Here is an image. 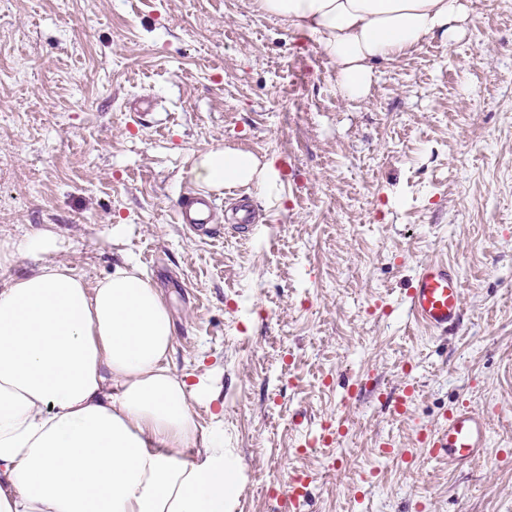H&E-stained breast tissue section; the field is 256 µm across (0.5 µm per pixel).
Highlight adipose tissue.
<instances>
[{
	"label": "adipose tissue",
	"instance_id": "ef3b65f1",
	"mask_svg": "<svg viewBox=\"0 0 512 512\" xmlns=\"http://www.w3.org/2000/svg\"><path fill=\"white\" fill-rule=\"evenodd\" d=\"M258 4L313 36L350 101L368 95L376 61L452 41L469 17L467 0ZM191 173L206 190L279 197L273 164L246 151L211 147ZM59 249L47 232L0 241V268L38 261L0 288V512H235L242 468L224 415L205 430L194 420L218 398L214 371L190 381L170 368L172 319L138 264L91 288L54 260Z\"/></svg>",
	"mask_w": 512,
	"mask_h": 512
}]
</instances>
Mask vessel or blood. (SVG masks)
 Masks as SVG:
<instances>
[{"mask_svg":"<svg viewBox=\"0 0 512 512\" xmlns=\"http://www.w3.org/2000/svg\"><path fill=\"white\" fill-rule=\"evenodd\" d=\"M217 209L214 197L203 193L184 196L176 208L178 223L191 231L212 236L216 229L210 216ZM404 304L414 323L431 334L445 335L457 330L463 322V283L458 270L448 262L430 259L418 265L406 292ZM415 390L403 385L396 390L378 391L397 415H404ZM419 447L432 459H443L455 467L471 466L485 458L489 448L490 425L487 416L474 407L462 405L445 412L430 429L420 430ZM311 481L300 472L288 480V512H302L306 489Z\"/></svg>","mask_w":512,"mask_h":512,"instance_id":"obj_1","label":"vessel or blood"}]
</instances>
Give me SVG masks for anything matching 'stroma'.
<instances>
[{
    "label": "stroma",
    "mask_w": 512,
    "mask_h": 512,
    "mask_svg": "<svg viewBox=\"0 0 512 512\" xmlns=\"http://www.w3.org/2000/svg\"><path fill=\"white\" fill-rule=\"evenodd\" d=\"M469 7L458 39L377 62L348 102L309 34L257 0H0V239L52 233L92 286L137 260L172 317L171 369L219 372L237 512H282L301 469L303 512H512V0ZM217 145L292 159L279 201L243 187L247 243L175 220ZM431 258L464 282L445 336L402 302ZM359 380L413 383L408 415L349 397ZM462 404L490 447L452 470L415 439Z\"/></svg>",
    "instance_id": "obj_1"
}]
</instances>
